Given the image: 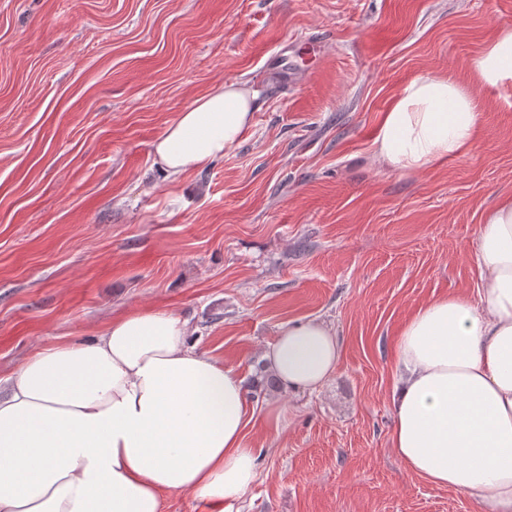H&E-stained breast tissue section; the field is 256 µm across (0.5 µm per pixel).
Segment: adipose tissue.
<instances>
[{"label": "adipose tissue", "instance_id": "adipose-tissue-1", "mask_svg": "<svg viewBox=\"0 0 512 512\" xmlns=\"http://www.w3.org/2000/svg\"><path fill=\"white\" fill-rule=\"evenodd\" d=\"M512 29L470 62L485 86L512 79ZM253 92L213 87L154 144L170 178L206 166L252 126ZM477 103L454 75L407 83L384 112L374 152L397 169L466 154ZM476 298L419 307L397 343L403 368L391 446L435 486L483 496L512 512V200L484 218ZM167 310L112 319L88 342L36 350L0 388V512H162L163 493L190 491L213 512L257 478L247 403L234 369L190 346ZM284 390H313L335 371V333L289 324L264 353Z\"/></svg>", "mask_w": 512, "mask_h": 512}]
</instances>
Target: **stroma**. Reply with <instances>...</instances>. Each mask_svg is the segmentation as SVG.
I'll return each mask as SVG.
<instances>
[{
    "label": "stroma",
    "instance_id": "35a3bbf8",
    "mask_svg": "<svg viewBox=\"0 0 512 512\" xmlns=\"http://www.w3.org/2000/svg\"><path fill=\"white\" fill-rule=\"evenodd\" d=\"M504 27L512 0H0V380L166 309L244 382L261 453L237 512H483L403 467L392 397L410 315L484 285L482 219L512 199V79L472 86L466 155L399 170L373 141L406 83L468 81ZM227 82L256 91L251 129L170 180L156 140ZM311 319L337 367L282 391L263 352Z\"/></svg>",
    "mask_w": 512,
    "mask_h": 512
}]
</instances>
